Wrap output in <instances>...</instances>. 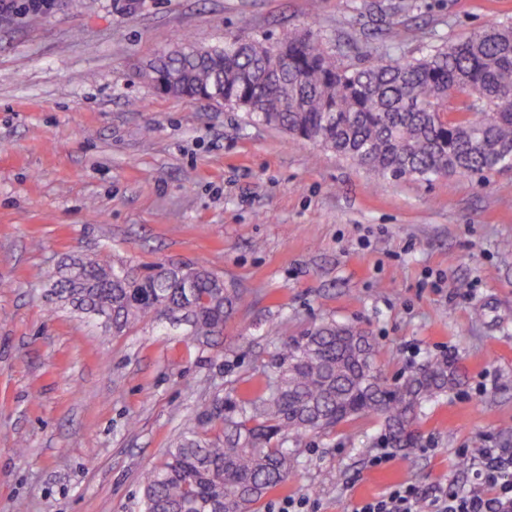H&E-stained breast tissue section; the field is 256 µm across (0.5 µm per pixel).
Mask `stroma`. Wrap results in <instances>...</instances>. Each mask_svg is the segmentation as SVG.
<instances>
[{"mask_svg":"<svg viewBox=\"0 0 512 512\" xmlns=\"http://www.w3.org/2000/svg\"><path fill=\"white\" fill-rule=\"evenodd\" d=\"M397 2L63 0L40 24L0 28V512H141L145 471L212 395L259 380L281 337L328 319L368 332L389 379L451 356L462 383L425 404L389 463L371 462L384 432L371 417L303 438L259 512H353L402 483L495 495L474 464L512 448V171L386 179L141 77L188 36L305 25L357 41L366 65ZM405 2L408 55L512 22V0ZM104 246L250 289L220 352L182 325L116 336L52 311V276Z\"/></svg>","mask_w":512,"mask_h":512,"instance_id":"35a3bbf8","label":"stroma"}]
</instances>
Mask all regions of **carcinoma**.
Segmentation results:
<instances>
[{
  "label": "carcinoma",
  "mask_w": 512,
  "mask_h": 512,
  "mask_svg": "<svg viewBox=\"0 0 512 512\" xmlns=\"http://www.w3.org/2000/svg\"><path fill=\"white\" fill-rule=\"evenodd\" d=\"M35 23L47 10L12 0ZM386 50L373 64L346 61L310 29L277 41L230 34L219 45L188 37L148 70L162 94L221 97L254 121L349 159L381 177L428 182L512 169V24L492 21L417 57L396 53L399 23L385 22ZM250 292L200 263H156L148 272L103 250L72 260L50 289L57 309L105 315L112 335L184 320L203 349ZM369 334L334 320L281 338L261 385L217 397L188 420L143 476V512H256L292 474L296 444L362 416L388 435L419 419L423 404L460 383L452 360L391 382Z\"/></svg>",
  "instance_id": "obj_1"
}]
</instances>
